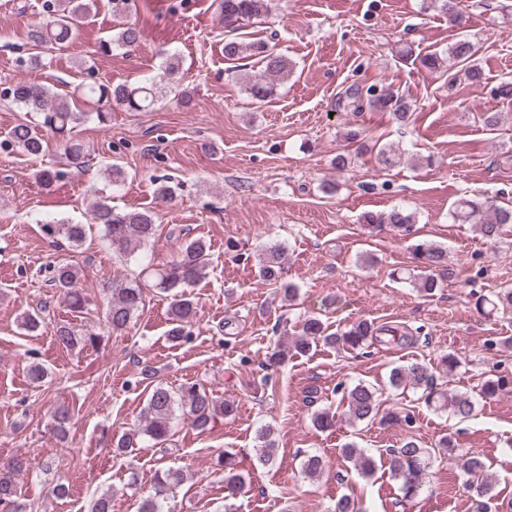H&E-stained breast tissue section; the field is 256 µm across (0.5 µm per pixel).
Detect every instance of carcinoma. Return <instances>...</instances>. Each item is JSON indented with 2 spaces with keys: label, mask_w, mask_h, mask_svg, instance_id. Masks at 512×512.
Instances as JSON below:
<instances>
[{
  "label": "carcinoma",
  "mask_w": 512,
  "mask_h": 512,
  "mask_svg": "<svg viewBox=\"0 0 512 512\" xmlns=\"http://www.w3.org/2000/svg\"><path fill=\"white\" fill-rule=\"evenodd\" d=\"M49 15L46 24L29 31L28 38L36 53L30 57L33 66L42 65L41 49L71 39L79 25L89 17L96 8V0H45ZM271 8V0H221L224 17V29L233 32L245 24L257 21ZM140 38L137 27L128 25L121 28L115 38L104 40L100 50L104 53L112 46L132 47ZM448 56L464 67L465 77L472 82L482 79L481 66L476 58L474 43L466 36H461L448 48ZM224 57L239 60L243 57H257L262 69L255 79L248 83L247 90L258 102L268 100L274 95L276 87L293 73V65L287 56L274 52L261 42L243 43L237 40L224 42ZM86 96L97 99L101 108L96 112V119L107 124L111 118L109 108L116 104L130 112H141L157 101L156 83H118L102 82L86 86ZM4 97L11 100L27 112L39 116L42 125L63 138L64 152L69 166L81 169L87 163L86 154L80 143L72 139V134L88 118L80 106L79 98L68 93L54 92L49 87L35 82L18 81L4 92ZM349 105L356 111L368 108L373 111L390 112L399 123L407 122L413 112V104L405 98L391 92H377L372 88L363 91L356 87L348 90ZM9 148H17L32 158L44 153L43 138L35 127L27 122L14 125L5 139ZM454 221L472 225L475 232L487 241L497 240L506 224H512V207L496 206L480 197L462 198L455 204L451 213ZM363 223L380 227L388 225L406 236L414 235V213L404 208L394 207L389 211L363 214ZM100 227L104 237L112 248L124 257H133L150 245L157 236L158 225L149 210H119L112 206L111 196L98 193L91 210V223L72 224L58 221L42 225L44 234L55 242H66L68 246L78 248L85 242L92 225ZM414 252L423 260V268L416 274H408L407 279L425 296L433 294L441 287L442 278L448 274V248L431 241H422L414 245ZM211 263L210 246L201 239H191L179 247L176 260L164 268L146 265L141 274L150 277L154 287L162 293L172 296L170 306L171 328L168 336L178 342L189 334V327L196 316V306L191 293L192 287L207 274ZM282 249L270 246L258 255V274L264 280L279 285L282 300L291 302L295 299L296 288L281 281ZM53 286L63 291L74 312L85 308L86 300L79 289V270L69 263H62L54 269ZM111 298L105 312L107 328L118 333L125 330L136 313L143 307L145 296L141 285L132 280L114 279L109 287ZM512 305V288L501 289L492 296H481L476 302L480 309L489 305ZM44 322L41 312L25 309L20 313L19 326L29 333L37 332ZM383 329L367 320L357 321L346 330L338 333L316 315L306 316L300 323V330L293 341V351L297 354L309 352L312 345L319 342L337 350H363L371 346L374 336ZM56 340L67 350H83L94 347L100 340L96 332H77L63 324L56 328ZM388 384L395 390L411 387L423 390L424 403L438 411H449L463 420L472 416L475 403L466 393L450 394L434 390L433 375L426 365L415 362L393 368L389 374ZM378 389L370 384L358 382L342 390L341 401L346 405L349 423L354 424L374 417L378 411ZM189 425L204 432L209 429L217 415L228 416L234 412V404L216 399L204 387L191 384L174 395L162 385L155 386L149 394L139 423L122 431L113 438V452L124 455L128 449L150 440L163 445L170 440L172 425L176 412ZM256 453L260 462L268 465L275 461L278 448L274 431L267 427L258 433ZM344 459L353 464L358 475L368 479L378 469L375 457L366 450L348 443L341 449ZM428 450L421 447L415 438L407 437L401 447L387 449L379 456H387L390 476L399 482L402 500L411 501L421 492L425 484L426 471L429 468ZM457 465L466 477V482L477 488L482 501L477 506L478 512L495 499V476L478 456L463 455L457 459ZM19 465L14 464L6 472L0 471V504H11L18 494V487L12 473ZM325 469L323 458L317 454L307 453L302 461L305 477L315 479ZM183 475L168 468L156 474L155 494L142 500L138 512H163L160 499L167 489L182 482ZM247 476L240 472L233 463L229 453H224V488L235 496L245 490Z\"/></svg>",
  "instance_id": "cac0c4a2"
}]
</instances>
